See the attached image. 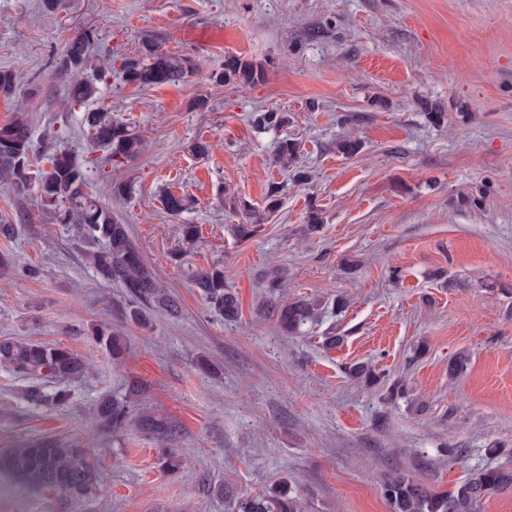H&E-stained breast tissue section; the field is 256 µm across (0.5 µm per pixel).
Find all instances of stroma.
I'll use <instances>...</instances> for the list:
<instances>
[{
    "label": "stroma",
    "instance_id": "obj_1",
    "mask_svg": "<svg viewBox=\"0 0 512 512\" xmlns=\"http://www.w3.org/2000/svg\"><path fill=\"white\" fill-rule=\"evenodd\" d=\"M81 26L112 62L86 106L67 101L55 74ZM147 39L187 57L192 75L124 83V61ZM230 56L262 63L264 80L215 82ZM3 67L22 80L16 100L0 98V125L23 105L34 165L58 144L90 155L89 108L140 135L135 159L89 168L86 191L126 225L181 312L131 321L123 289L95 276L79 225L0 185V222L32 216L0 237V252L37 271L0 270V336L89 362L59 408L27 403L25 380L0 366V450L19 437L73 440L105 473L78 503L1 481L0 512H231L218 486L256 494L282 481L307 512H391L382 485L392 473L449 491L512 469V0H54L50 10L0 0ZM266 109L287 125L254 127ZM286 139L297 157L275 163ZM344 140L358 152H339ZM116 183L124 196H112ZM167 190L187 197L186 211L164 208ZM185 224L198 240L183 239ZM238 224L260 231L243 240ZM216 265L237 320L215 316L192 283ZM275 275L288 299L319 306L293 336L265 306ZM99 325L124 337L121 362L91 336ZM333 334L342 343L326 347ZM462 352L468 367L450 376ZM356 363L378 372L376 385L348 377ZM396 383L405 392L393 398ZM132 384L145 386L144 407L179 424L178 475L161 470L156 440L96 423L97 402Z\"/></svg>",
    "mask_w": 512,
    "mask_h": 512
}]
</instances>
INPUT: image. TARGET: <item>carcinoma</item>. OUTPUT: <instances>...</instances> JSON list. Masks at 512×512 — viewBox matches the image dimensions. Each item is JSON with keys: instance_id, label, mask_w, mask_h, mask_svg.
I'll list each match as a JSON object with an SVG mask.
<instances>
[{"instance_id": "carcinoma-1", "label": "carcinoma", "mask_w": 512, "mask_h": 512, "mask_svg": "<svg viewBox=\"0 0 512 512\" xmlns=\"http://www.w3.org/2000/svg\"><path fill=\"white\" fill-rule=\"evenodd\" d=\"M93 46L94 33L81 29L68 40L57 62L58 75L75 77L68 86V95L77 105L89 102L97 93V78L83 76L92 67ZM191 70L189 59L164 53L146 42L138 57L124 62L122 78L129 84L159 86L180 82ZM262 78L261 67L237 56L225 59L224 72L215 75L217 82L234 80L245 88ZM18 83L16 71L0 70L1 97H11ZM251 119L264 129L288 123L287 113L274 110L255 112ZM85 124L91 141L103 152L96 158V164L103 167L114 161L132 160L140 154V136L112 123L107 111H87ZM33 151L29 118L20 110L9 123L0 125V182L20 199L34 197L42 210L55 215L59 223L80 225L88 241L102 243V250L87 253L99 279L118 284L139 303L156 306L172 318L178 317V302L158 286L126 225L118 223L107 206L85 192L87 173L75 151L65 147L52 149L46 167L36 171L31 169ZM193 284L216 314L226 320L239 316V301L224 286L223 269L198 271ZM271 308L277 310L278 323L287 334L299 331L317 315V306L305 300L274 303ZM95 337L115 360L127 350L120 337L109 330L98 329ZM0 364L32 381L24 397L43 407L66 404L69 393L59 384L79 376L85 367L83 360L65 347L13 338L0 340ZM141 396L143 392L135 389L124 399H101L95 408L99 423L112 432L133 423L147 435L167 442L176 440L179 436L176 422L137 406ZM4 477L35 491H61L77 501L100 485L101 468L88 450L76 442L32 438L0 451V479ZM506 490H512V470L499 468L476 473L458 488L445 492L424 486L402 473L390 475L383 484V494L392 512H476L477 504L486 495ZM224 495L230 498L233 512H305L302 498L285 482L261 494L227 490Z\"/></svg>"}]
</instances>
